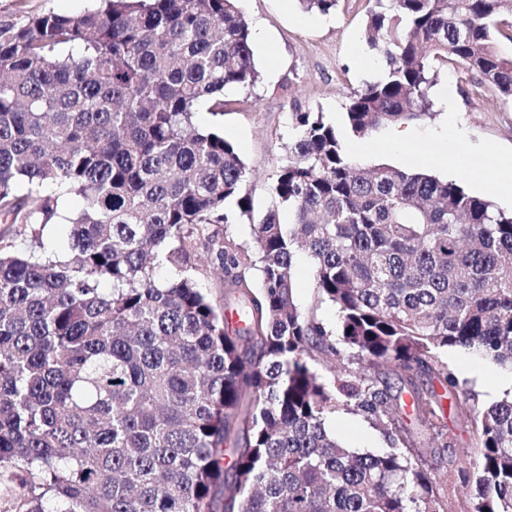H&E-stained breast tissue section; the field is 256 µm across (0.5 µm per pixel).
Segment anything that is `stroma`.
<instances>
[{
  "mask_svg": "<svg viewBox=\"0 0 512 512\" xmlns=\"http://www.w3.org/2000/svg\"><path fill=\"white\" fill-rule=\"evenodd\" d=\"M92 4L0 0V21L49 12L77 17ZM371 5V0H338L335 10L321 15L305 11L298 0H242L259 80L250 89L227 91L223 112H209L202 104L195 114L200 129L223 133L252 173L245 188L253 203L252 217L239 216L236 203L228 205L235 215L229 230L239 242L251 243V221L261 220L272 204L276 172L294 136L288 117L291 105L323 113L328 122L343 128L351 93L383 74L384 59L371 52L364 39ZM429 96L432 116L402 128L414 135L412 151L447 154L473 169L512 161L511 100L452 63L438 67ZM442 358L479 404L512 396V386L506 383L512 369L459 347L449 348ZM327 428L359 453L377 455L390 446L383 430L360 414L336 413Z\"/></svg>",
  "mask_w": 512,
  "mask_h": 512,
  "instance_id": "obj_1",
  "label": "stroma"
}]
</instances>
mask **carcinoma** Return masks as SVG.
Here are the masks:
<instances>
[{
	"instance_id": "cac0c4a2",
	"label": "carcinoma",
	"mask_w": 512,
	"mask_h": 512,
	"mask_svg": "<svg viewBox=\"0 0 512 512\" xmlns=\"http://www.w3.org/2000/svg\"><path fill=\"white\" fill-rule=\"evenodd\" d=\"M373 2L386 70L350 95L351 135L430 116L450 61L512 100V0ZM257 80L239 0L0 22V512H447L417 451L451 446L445 398L477 448L446 480L475 484L466 512H512V398L480 406L440 357L512 368V211L367 166L296 106L274 204L239 243L226 203L251 214L249 169L194 117ZM299 252L336 333L294 302ZM341 409L391 447H343Z\"/></svg>"
}]
</instances>
